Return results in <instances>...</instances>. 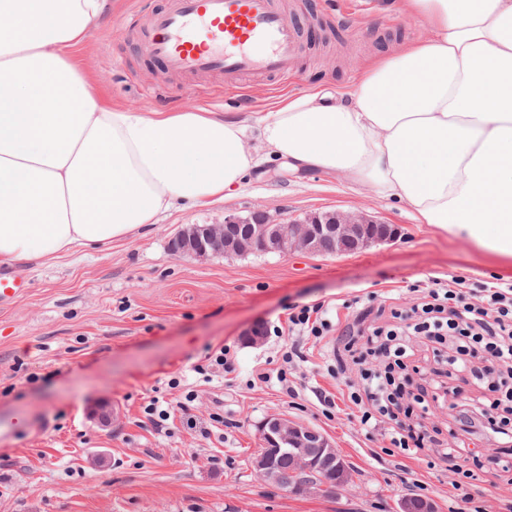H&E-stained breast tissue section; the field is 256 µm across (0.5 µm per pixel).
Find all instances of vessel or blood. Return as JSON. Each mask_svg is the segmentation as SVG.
<instances>
[{
	"instance_id": "b4317fda",
	"label": "vessel or blood",
	"mask_w": 512,
	"mask_h": 512,
	"mask_svg": "<svg viewBox=\"0 0 512 512\" xmlns=\"http://www.w3.org/2000/svg\"><path fill=\"white\" fill-rule=\"evenodd\" d=\"M160 79L197 84L214 75L238 85L247 76L292 79L301 38H315L314 23L298 27L280 0H140L121 20Z\"/></svg>"
}]
</instances>
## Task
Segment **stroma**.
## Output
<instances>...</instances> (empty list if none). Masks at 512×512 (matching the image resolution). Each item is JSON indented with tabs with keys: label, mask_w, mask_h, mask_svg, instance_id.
<instances>
[{
	"label": "stroma",
	"mask_w": 512,
	"mask_h": 512,
	"mask_svg": "<svg viewBox=\"0 0 512 512\" xmlns=\"http://www.w3.org/2000/svg\"><path fill=\"white\" fill-rule=\"evenodd\" d=\"M298 23L321 17L324 33L303 42L293 83L248 81L226 88L222 77L190 89L157 73L135 53L120 25L137 0H112L94 25L76 62L113 103L142 112L203 109L242 116L268 112L284 96L312 90L344 92L373 57L393 53L428 35L406 0H375L366 12L352 0H304ZM263 209L294 220L314 212L361 211L394 225L397 238L340 255L255 253L189 259L170 242L187 224H220L230 214ZM10 270L26 282L18 297L0 303V512H400L419 497L434 512H450L451 474L400 455L375 458L380 433L360 430L349 409L326 419L313 393H348L359 369L328 370L335 336L305 341L304 358L290 368L294 395L268 384L250 385L255 370L277 367L289 342V306L352 300L373 294L372 317L406 306L416 287L451 275L473 285L512 281V259L419 223L403 203L380 197L349 177L324 171L296 174L266 163L224 200L183 206L153 231L96 251L46 261L26 260ZM272 326L260 344L248 342L257 322ZM234 346L238 371L204 381L194 371L208 350ZM179 388H170L171 379ZM201 427L174 423L156 430L144 417L155 397L179 400ZM112 410L108 425L92 417ZM222 422H213V414ZM26 429L14 426L17 415ZM285 415L325 434L351 468L350 484L330 491L283 490L262 482L252 461L263 446L260 425ZM209 437H202L201 428Z\"/></svg>",
	"instance_id": "35a3bbf8"
}]
</instances>
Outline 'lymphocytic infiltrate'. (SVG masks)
<instances>
[{"mask_svg": "<svg viewBox=\"0 0 512 512\" xmlns=\"http://www.w3.org/2000/svg\"><path fill=\"white\" fill-rule=\"evenodd\" d=\"M335 308L294 305L288 331L316 341L332 332ZM337 363L360 364L361 385L348 392L362 430L390 427L385 455L425 454L454 474V512H512V501L475 505L473 480L489 473L512 484V282L472 292L453 275L422 291L414 304L393 308L382 325L362 326L336 339ZM447 402L448 446L426 420L432 403ZM494 442V456L479 446Z\"/></svg>", "mask_w": 512, "mask_h": 512, "instance_id": "f902f5d3", "label": "lymphocytic infiltrate"}]
</instances>
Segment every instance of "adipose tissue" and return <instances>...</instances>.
Returning <instances> with one entry per match:
<instances>
[{"label":"adipose tissue","mask_w":512,"mask_h":512,"mask_svg":"<svg viewBox=\"0 0 512 512\" xmlns=\"http://www.w3.org/2000/svg\"><path fill=\"white\" fill-rule=\"evenodd\" d=\"M110 5L0 0L14 26L0 34V265L147 233L176 205L223 200L269 159L350 175L512 258V0H409L427 39L375 60L349 91L245 119L99 100L71 53ZM43 17L47 37L25 33Z\"/></svg>","instance_id":"obj_1"}]
</instances>
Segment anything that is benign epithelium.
Segmentation results:
<instances>
[{
	"mask_svg": "<svg viewBox=\"0 0 512 512\" xmlns=\"http://www.w3.org/2000/svg\"><path fill=\"white\" fill-rule=\"evenodd\" d=\"M258 220L229 215L222 224H187L172 239L171 247L182 257L245 255L252 252L343 254L347 247L363 249L373 243L391 241L395 231L370 219L363 212L312 213L294 222H280L264 211ZM265 450L253 460L261 480L273 484L278 478L275 454L295 449L297 471L310 475L336 460V448L324 434L297 420L273 416L261 426Z\"/></svg>",
	"mask_w": 512,
	"mask_h": 512,
	"instance_id": "benign-epithelium-1",
	"label": "benign epithelium"
}]
</instances>
